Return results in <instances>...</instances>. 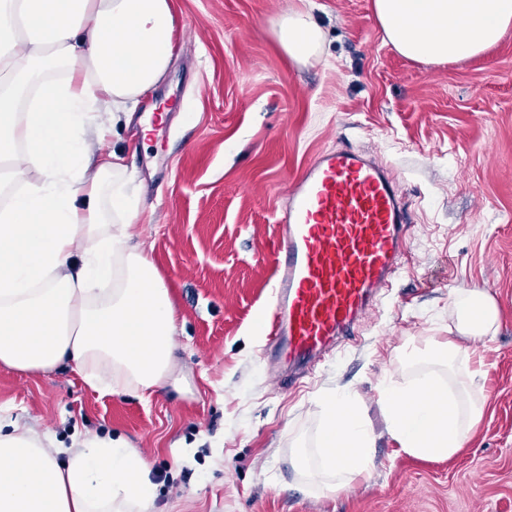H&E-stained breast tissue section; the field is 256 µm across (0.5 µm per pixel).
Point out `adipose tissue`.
Masks as SVG:
<instances>
[{"label":"adipose tissue","instance_id":"1","mask_svg":"<svg viewBox=\"0 0 512 512\" xmlns=\"http://www.w3.org/2000/svg\"><path fill=\"white\" fill-rule=\"evenodd\" d=\"M385 42L425 64L482 54L512 30V0H373ZM172 0H0V365H68L100 395H151L169 382L178 312L134 242L141 212L120 151L95 153L99 113L132 117L174 54ZM276 39L298 65L317 61L312 10L289 7ZM448 337L411 341L425 365L406 385L380 382L390 437L425 460L453 457L481 422L486 372L466 346L490 339L500 310L488 289L448 297ZM318 448L294 471L333 494L369 479L375 434L358 396L327 395ZM151 469L123 438L73 436L60 447L0 413V512H151Z\"/></svg>","mask_w":512,"mask_h":512}]
</instances>
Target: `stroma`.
<instances>
[{"instance_id": "1", "label": "stroma", "mask_w": 512, "mask_h": 512, "mask_svg": "<svg viewBox=\"0 0 512 512\" xmlns=\"http://www.w3.org/2000/svg\"><path fill=\"white\" fill-rule=\"evenodd\" d=\"M292 2L173 0L168 73L107 137L142 188L137 240L179 313L173 385L102 396L65 366H0V405L62 439L130 442L151 466L154 512H512V33L424 65L384 43L373 0H314L322 55L302 67L274 34ZM345 145L400 184L402 271L359 341L279 384L259 360L267 339L247 335L272 307L278 212L289 181ZM473 284L502 316L477 347L488 408L455 456L418 459L387 434L374 387L413 380L398 348L446 338L448 294ZM335 391L360 395L376 440L371 480L327 495L291 457L314 447Z\"/></svg>"}]
</instances>
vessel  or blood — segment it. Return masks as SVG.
Masks as SVG:
<instances>
[{"mask_svg":"<svg viewBox=\"0 0 512 512\" xmlns=\"http://www.w3.org/2000/svg\"><path fill=\"white\" fill-rule=\"evenodd\" d=\"M285 196L271 336L290 366L353 335L399 273L407 218L397 182L350 149L321 153Z\"/></svg>","mask_w":512,"mask_h":512,"instance_id":"obj_1","label":"vessel or blood"}]
</instances>
